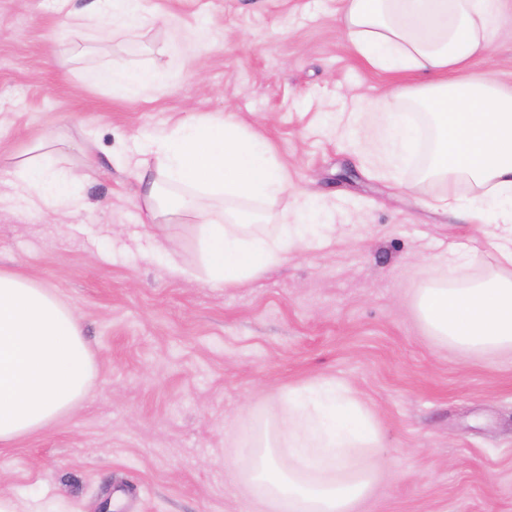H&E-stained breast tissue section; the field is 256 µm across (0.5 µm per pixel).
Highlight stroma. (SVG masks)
<instances>
[{
	"instance_id": "obj_1",
	"label": "stroma",
	"mask_w": 512,
	"mask_h": 512,
	"mask_svg": "<svg viewBox=\"0 0 512 512\" xmlns=\"http://www.w3.org/2000/svg\"><path fill=\"white\" fill-rule=\"evenodd\" d=\"M132 40L106 23H64L60 0H0V270L72 309L96 371L87 400L0 445V498L20 512H252L243 481L257 424L288 390L344 383L377 422L388 476L363 512H512V359L427 332L420 289L446 280L454 243L482 224L439 208L420 182L432 131L393 169L359 152L365 100L424 77L368 66L336 24L340 0H143ZM87 47L76 62L58 41ZM103 63L148 66L157 84H98ZM512 87V27L472 64ZM232 110L261 135L309 206L324 244L233 288L180 279L193 229L143 235L137 136ZM52 169L81 174L71 214L29 208L7 164L43 137Z\"/></svg>"
}]
</instances>
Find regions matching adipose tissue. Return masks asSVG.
I'll return each mask as SVG.
<instances>
[{
  "instance_id": "obj_1",
  "label": "adipose tissue",
  "mask_w": 512,
  "mask_h": 512,
  "mask_svg": "<svg viewBox=\"0 0 512 512\" xmlns=\"http://www.w3.org/2000/svg\"><path fill=\"white\" fill-rule=\"evenodd\" d=\"M86 18L116 22L132 39L143 27L140 0H92ZM507 19L512 0H341L336 17L372 68L428 78L422 88L395 86L371 103L383 123L366 146L385 148L391 166L404 164L413 130L397 114L406 100H420L435 131L423 176L442 186L437 204L456 206L449 188L464 182L474 191L473 217L486 210L500 216L483 225L480 247L455 253L463 264L486 253L495 267L421 289L419 319L456 349L512 356V89L490 75H460ZM53 144L47 138L15 154L11 168L20 193L51 201L64 215L76 177L44 166ZM134 165L142 225L196 228V262L170 261L180 277L230 288L336 232L332 224L262 223L258 207L289 191L288 171L230 111L195 115L143 138ZM94 370L70 307L48 288L0 270V445L76 409ZM379 442L372 413L343 383L290 390L281 414L254 436L251 499L258 512H357L386 475L372 454Z\"/></svg>"
}]
</instances>
